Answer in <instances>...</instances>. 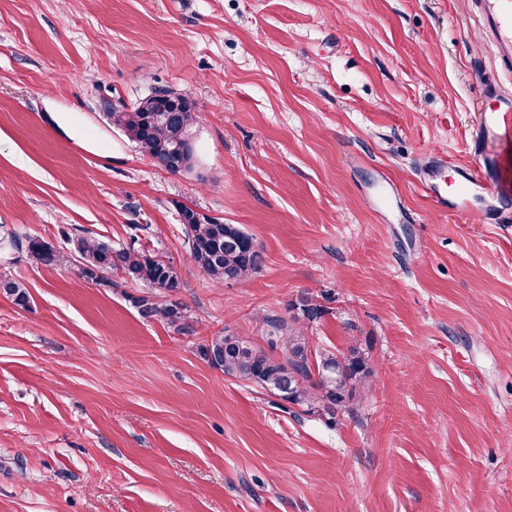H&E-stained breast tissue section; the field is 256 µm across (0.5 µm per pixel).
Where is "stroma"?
Instances as JSON below:
<instances>
[{
	"label": "stroma",
	"mask_w": 512,
	"mask_h": 512,
	"mask_svg": "<svg viewBox=\"0 0 512 512\" xmlns=\"http://www.w3.org/2000/svg\"><path fill=\"white\" fill-rule=\"evenodd\" d=\"M490 79L474 0H0V512H512V222L424 185L492 150ZM157 88L199 112L178 175L105 115ZM182 205L262 269L212 283ZM67 235L172 262L193 333L9 245ZM303 296L375 369L332 423L199 355Z\"/></svg>",
	"instance_id": "stroma-1"
}]
</instances>
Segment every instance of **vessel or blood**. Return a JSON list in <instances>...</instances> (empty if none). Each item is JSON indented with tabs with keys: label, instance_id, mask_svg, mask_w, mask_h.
<instances>
[{
	"label": "vessel or blood",
	"instance_id": "1",
	"mask_svg": "<svg viewBox=\"0 0 512 512\" xmlns=\"http://www.w3.org/2000/svg\"><path fill=\"white\" fill-rule=\"evenodd\" d=\"M478 22L482 27L500 69L512 73V0H475ZM478 136L483 140L504 142L512 139V92L501 84H485ZM488 192L486 207L499 221L512 220V152L499 149L479 153L474 166L459 174L455 191L442 198L443 206L461 215L471 211L476 191Z\"/></svg>",
	"mask_w": 512,
	"mask_h": 512
}]
</instances>
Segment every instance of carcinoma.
I'll return each mask as SVG.
<instances>
[{"label": "carcinoma", "mask_w": 512, "mask_h": 512, "mask_svg": "<svg viewBox=\"0 0 512 512\" xmlns=\"http://www.w3.org/2000/svg\"><path fill=\"white\" fill-rule=\"evenodd\" d=\"M106 116L144 155L168 171L175 147L187 143L197 122L193 104L163 88L154 99L146 98L129 111L113 109ZM181 214L190 257L213 282L222 285L239 281L262 268V250L239 227L199 218L188 207L182 208ZM25 250L33 261L44 266H54L64 259L61 250L39 238L26 239ZM76 250L89 265L82 271L87 280L110 285L109 275L120 271L131 281L147 283L156 294L134 300L140 315L161 319L178 333L192 331L187 307L169 298L180 288L171 264L132 244L114 248L103 241L79 239ZM0 294L21 308L30 302L26 289L9 280H0ZM293 308L300 310L301 317H293L291 324L280 318L266 319L271 351L256 347L243 336H215L201 348L203 360L226 376L250 381L274 392L283 402L303 407L327 421L340 413L353 412V405L374 385V372L365 353L356 345L345 354L312 348L309 337L295 322L302 319L314 323L326 310L308 297L300 298Z\"/></svg>", "instance_id": "obj_1"}]
</instances>
